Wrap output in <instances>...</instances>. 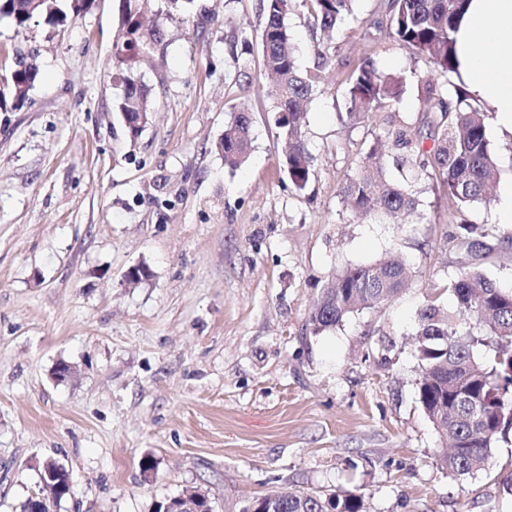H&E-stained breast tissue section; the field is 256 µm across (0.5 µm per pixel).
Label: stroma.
Listing matches in <instances>:
<instances>
[{
    "instance_id": "obj_1",
    "label": "stroma",
    "mask_w": 512,
    "mask_h": 512,
    "mask_svg": "<svg viewBox=\"0 0 512 512\" xmlns=\"http://www.w3.org/2000/svg\"><path fill=\"white\" fill-rule=\"evenodd\" d=\"M261 5L152 0L163 43L136 67L154 107L136 136L115 78L123 0H93L59 26L0 18V87L18 60L37 69L24 104L0 101V512H20L48 457L75 485L54 512H154L191 490L216 512L274 490L354 491L368 512H512V440L473 476L437 465L413 351L422 306L457 309L449 237L470 224L512 237L501 219L512 131L487 114L490 202L451 208L428 178L412 223L352 217L341 186L389 130L408 124L421 149L433 146L413 85L392 109L347 122L345 78L365 57L424 70L387 37L367 38L386 0H356L306 107L316 161L296 191L263 71ZM241 111L253 151L232 171L217 144ZM393 253L412 270L402 293L310 331L332 275ZM137 264L149 278L126 285ZM62 361L72 374L60 381Z\"/></svg>"
}]
</instances>
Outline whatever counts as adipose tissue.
<instances>
[{
  "label": "adipose tissue",
  "instance_id": "adipose-tissue-1",
  "mask_svg": "<svg viewBox=\"0 0 512 512\" xmlns=\"http://www.w3.org/2000/svg\"><path fill=\"white\" fill-rule=\"evenodd\" d=\"M455 38L472 92L512 130V0H471Z\"/></svg>",
  "mask_w": 512,
  "mask_h": 512
}]
</instances>
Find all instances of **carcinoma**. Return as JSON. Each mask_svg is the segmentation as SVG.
Returning <instances> with one entry per match:
<instances>
[{
  "label": "carcinoma",
  "instance_id": "obj_1",
  "mask_svg": "<svg viewBox=\"0 0 512 512\" xmlns=\"http://www.w3.org/2000/svg\"><path fill=\"white\" fill-rule=\"evenodd\" d=\"M354 0H262L265 22L262 29V64L275 79L272 90L277 124L285 140L283 169L295 189L304 190L313 174L315 157L303 135V104L322 81V67L336 57L337 48L323 41L311 46L317 65L302 72L297 64V46L288 16L305 6L313 30L328 33L352 14ZM469 0H389L386 36L410 50L434 72L445 76L457 72L455 33ZM125 40L114 57L126 66L121 112L153 111L144 82L133 73L134 56H147L162 40L159 25L149 20V0H125ZM86 0H41L29 10L27 0H0V17L9 18L24 29L36 17L54 25L86 12ZM36 80L35 69L19 65L11 76L10 93L15 104ZM408 82L403 72L378 69L364 59L347 77V117L356 124L369 112L399 102ZM418 95L440 119L432 122L436 143L426 153L414 143L411 127L399 125L389 137L400 150L394 165L397 179L387 176L380 161L381 145L366 153L359 170L341 187L342 203L357 217L382 212L394 224L415 215L419 200L413 187L428 177L436 180L458 206L487 201L496 167L486 136L484 113L465 102L456 91V105L448 102V85L422 77L417 79ZM224 166L242 167L252 150L251 118L245 112L232 115L218 145ZM458 255V270L450 279L457 301L451 314L437 304L419 312V329L414 355L420 362L418 399L447 447L437 451L440 467L458 475L471 476L488 464L491 447L512 433V289L503 288L480 272L482 261L503 249L493 228L473 227L452 239ZM406 261L397 256L386 261L347 267L336 273L314 302L308 325L314 334L330 331L349 315L373 308L394 296L409 277ZM475 318L476 326L462 327L461 317ZM492 348L493 356L479 360L477 346ZM264 512H366L363 497L344 491L293 492L261 501Z\"/></svg>",
  "mask_w": 512,
  "mask_h": 512
}]
</instances>
